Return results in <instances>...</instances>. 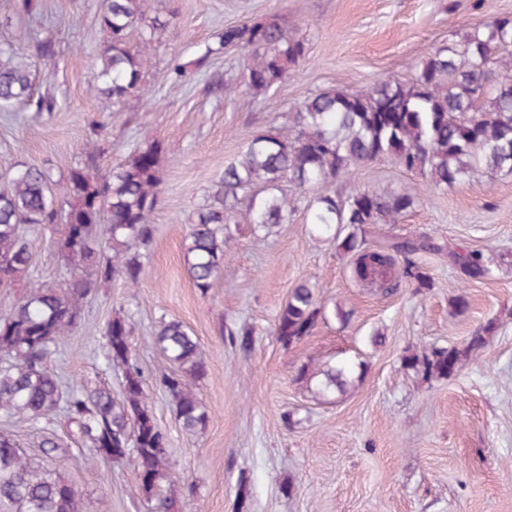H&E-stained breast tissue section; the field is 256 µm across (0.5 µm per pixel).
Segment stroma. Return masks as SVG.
I'll return each instance as SVG.
<instances>
[{
	"mask_svg": "<svg viewBox=\"0 0 512 512\" xmlns=\"http://www.w3.org/2000/svg\"><path fill=\"white\" fill-rule=\"evenodd\" d=\"M38 2L22 17L15 0H0V46L55 36L57 55L37 73L34 92L54 96L57 107L40 117L0 113V167L34 165L63 178L83 161L95 119L112 143L102 167L120 166L152 141L163 147V194L140 286L117 277L89 295L51 366L65 383L104 382L120 394L122 371L105 360L104 333L116 315H128L147 401L169 439L173 512H512V175L481 172L448 190L427 189L423 177L386 160L348 175L358 186L421 196L401 229L483 251L493 272L480 280H462L447 256L427 254L429 288L372 294L354 279L352 255L313 240L300 211L266 238L237 227L207 292L194 287L182 259L192 214L244 143L287 124L293 107L318 91L411 80L416 64L448 41L488 16L512 15V0H148L149 16L168 27L156 37L146 94L115 110L90 87L106 38L102 0ZM274 16L304 38L308 54L251 106L238 97L248 79L241 50L185 80L170 76L172 53L195 58L225 26ZM228 84L236 94L225 93ZM60 235L55 227L30 236L34 275L59 288L70 279ZM303 281L326 314L288 347L275 321ZM460 295L463 311L453 305ZM338 305L350 310L348 323L334 316ZM162 317L186 324L203 354L194 390L208 420L193 434L179 426L160 384L167 366L154 333ZM493 318L497 332L453 376L427 379L405 367L406 357L462 344ZM229 328L251 330L249 343L227 337ZM374 334L380 344L370 343ZM340 360L355 365L346 395L316 398L296 378L304 362ZM51 466L83 512H148L133 458L92 464L67 448ZM243 482L250 496L241 507Z\"/></svg>",
	"mask_w": 512,
	"mask_h": 512,
	"instance_id": "stroma-1",
	"label": "stroma"
}]
</instances>
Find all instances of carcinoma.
<instances>
[{
  "mask_svg": "<svg viewBox=\"0 0 512 512\" xmlns=\"http://www.w3.org/2000/svg\"><path fill=\"white\" fill-rule=\"evenodd\" d=\"M146 0H105L101 26L107 38L100 48L95 89L112 106L144 91L143 77L151 61V43L167 23H145ZM143 26L141 40L130 36ZM229 48L248 52V83L240 95L251 100L277 87L306 57V42L275 19H251L217 34L194 61L179 56L171 72L182 79L209 58ZM55 56L52 35H39L32 48L0 47V112L29 109L51 112V96L34 98L36 64ZM512 58V16H491L460 39L438 49L416 67L408 82L382 79L360 92L328 89L299 103L289 127L276 135L248 141L224 165L206 202L196 210L185 236L184 270L193 285L206 293L224 266L229 225L246 224L253 234L273 232L296 212L295 201L281 188L288 182L300 190L318 189L305 211L309 233L332 239L356 254L355 275L366 283L392 278L428 286L422 253H448L463 280L491 273L483 252L447 246L426 235L394 234L372 245L375 224H396L414 207L417 197L404 192H379L354 186L334 189L351 168L387 159L394 166L422 176L429 187L445 190L478 171L512 174V71L498 73V60ZM158 142L135 150L118 168L101 170L98 150L55 181L48 170L16 165L0 183V286L26 284L16 306L0 317V414L9 419L49 422L63 414L70 439L89 462L136 463L137 490L150 512H171L172 497L164 491L169 458L168 439L148 406L143 370L130 342L131 324L123 318L105 331L107 362L123 370V396L111 388L87 383L64 388L49 359L59 340L76 326L82 304L97 287L120 276L139 285L142 255L131 245L149 246L152 215L163 192L158 175ZM65 224L58 251L71 269L67 287L42 283L32 273L25 230L37 232ZM107 225L102 250L91 246L92 232ZM315 288H293L276 318V334L285 346L309 335L323 317ZM489 321L467 342L433 348L408 357L405 366L425 377H450L495 332ZM157 348L173 368L162 383L181 428L194 433L205 426L208 413L187 378L198 379L205 365L192 330L178 320L161 318ZM297 379L316 396L344 395L352 384L344 364L318 368L303 364ZM63 441L52 432L40 437L41 458L25 453L10 434L0 433V506L9 512H82L75 490L56 475L50 461Z\"/></svg>",
  "mask_w": 512,
  "mask_h": 512,
  "instance_id": "cac0c4a2",
  "label": "carcinoma"
}]
</instances>
